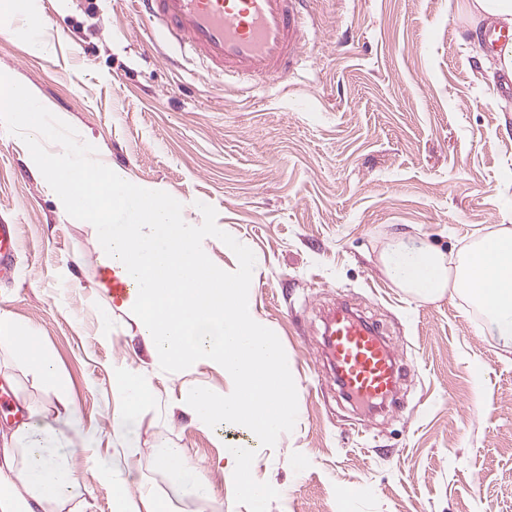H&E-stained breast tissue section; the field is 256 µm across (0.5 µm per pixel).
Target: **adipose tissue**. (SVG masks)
I'll return each instance as SVG.
<instances>
[{"label": "adipose tissue", "mask_w": 512, "mask_h": 512, "mask_svg": "<svg viewBox=\"0 0 512 512\" xmlns=\"http://www.w3.org/2000/svg\"><path fill=\"white\" fill-rule=\"evenodd\" d=\"M1 25L21 37L31 55L53 56L55 46L26 0H0ZM380 263L398 287L420 299L435 301L451 290L462 294L481 311L494 336L512 348V230L482 234L453 256L428 243L411 244L399 237L381 254ZM2 341L29 358L41 379L51 385L61 406L60 417L78 423V409L68 397L52 354L36 348L27 328L1 312ZM113 382L123 398L121 409L112 415V438L123 449L122 456L112 461L120 512H165L149 488L140 487L135 499L123 491L138 454L131 425L148 401L150 385L122 366L115 367ZM78 454L42 410L29 409L9 433L0 435V512H62L79 488L74 468Z\"/></svg>", "instance_id": "adipose-tissue-1"}]
</instances>
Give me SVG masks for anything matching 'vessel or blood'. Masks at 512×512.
<instances>
[{"label":"vessel or blood","instance_id":"1","mask_svg":"<svg viewBox=\"0 0 512 512\" xmlns=\"http://www.w3.org/2000/svg\"><path fill=\"white\" fill-rule=\"evenodd\" d=\"M163 38L185 45L208 73L244 85L294 75L309 34L310 0H133ZM17 229L0 224V278L8 277ZM325 353L347 399L384 405L407 370L377 327L350 310L324 322Z\"/></svg>","mask_w":512,"mask_h":512}]
</instances>
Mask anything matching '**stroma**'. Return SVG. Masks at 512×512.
Wrapping results in <instances>:
<instances>
[{"instance_id": "stroma-1", "label": "stroma", "mask_w": 512, "mask_h": 512, "mask_svg": "<svg viewBox=\"0 0 512 512\" xmlns=\"http://www.w3.org/2000/svg\"><path fill=\"white\" fill-rule=\"evenodd\" d=\"M51 59L0 32V72L68 113L98 158L135 181L217 211L257 259L253 305L278 336L299 386L292 432L260 451L257 481L290 512H512V351L459 295L423 302L383 272L395 234L454 251L512 228V98L500 97L457 0H312L302 65L288 83L238 95L206 74L129 0H32ZM0 124V224L19 227L0 311L53 353L92 449L76 460L70 512H115L102 470L121 448L115 366L148 378L132 427L139 453L126 491L152 485L170 512H211L158 466L182 449L190 476L248 512L224 477L235 430L197 427L185 392L224 391L205 362L167 373L97 283L96 237L60 212ZM349 304L377 323L408 372L393 407L360 410L323 365L321 318ZM0 432L51 389L0 344ZM303 456L302 472L290 467Z\"/></svg>"}]
</instances>
